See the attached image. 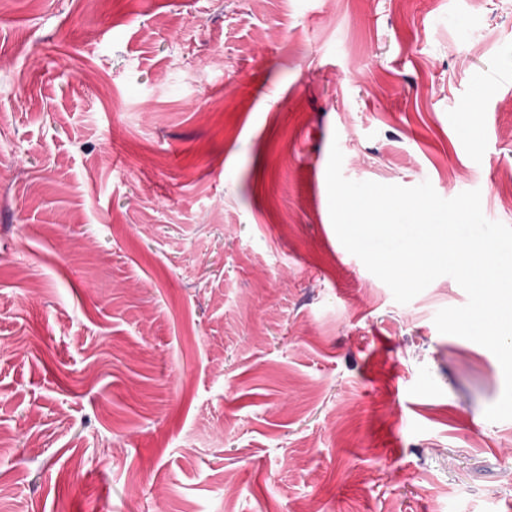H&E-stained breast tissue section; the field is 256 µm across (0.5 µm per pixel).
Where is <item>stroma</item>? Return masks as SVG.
I'll use <instances>...</instances> for the list:
<instances>
[{"instance_id":"1","label":"stroma","mask_w":512,"mask_h":512,"mask_svg":"<svg viewBox=\"0 0 512 512\" xmlns=\"http://www.w3.org/2000/svg\"><path fill=\"white\" fill-rule=\"evenodd\" d=\"M335 142L512 226V0L0 11V512H512L502 368L340 243Z\"/></svg>"}]
</instances>
